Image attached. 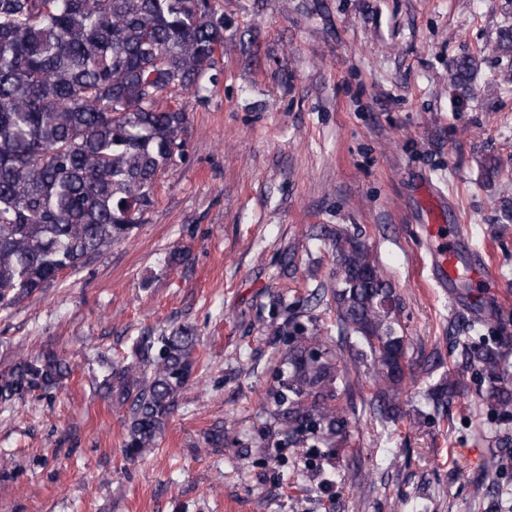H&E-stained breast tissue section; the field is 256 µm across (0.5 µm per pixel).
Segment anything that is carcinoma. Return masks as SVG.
Segmentation results:
<instances>
[{"label": "carcinoma", "instance_id": "carcinoma-1", "mask_svg": "<svg viewBox=\"0 0 512 512\" xmlns=\"http://www.w3.org/2000/svg\"><path fill=\"white\" fill-rule=\"evenodd\" d=\"M223 44L224 17L208 0H0L1 307L78 268L143 222L158 176L185 159L188 111L180 96L205 98ZM511 51L507 27L479 54ZM476 72V56L463 57L454 80L466 90ZM329 240L336 276L322 294L332 296L340 331L368 348L381 417L399 419L398 395L414 373L409 343L399 335L398 298L358 239L338 229ZM198 345L189 327L139 336L103 378L105 397L126 412L127 459L158 448L195 370ZM474 357L490 382L487 400L512 408L506 356L485 346ZM281 362L288 378L267 393V436L282 437L290 448L343 447V354L319 326H296ZM71 374L54 349L20 355L0 371V406L56 390ZM461 387L450 379L429 399L443 407Z\"/></svg>", "mask_w": 512, "mask_h": 512}]
</instances>
